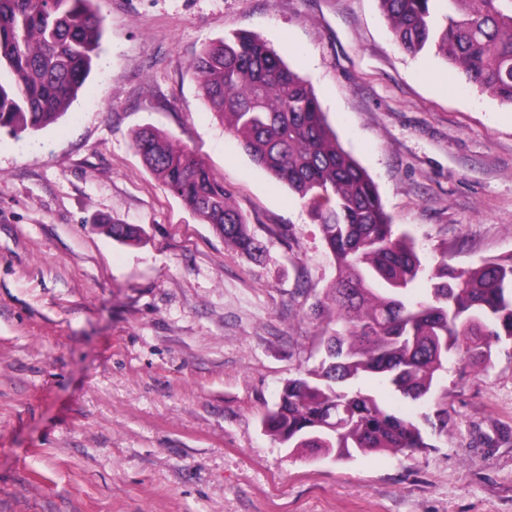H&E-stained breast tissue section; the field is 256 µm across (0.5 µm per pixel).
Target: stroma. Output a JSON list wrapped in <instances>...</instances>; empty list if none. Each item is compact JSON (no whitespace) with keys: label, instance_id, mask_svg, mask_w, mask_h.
<instances>
[{"label":"stroma","instance_id":"obj_1","mask_svg":"<svg viewBox=\"0 0 512 512\" xmlns=\"http://www.w3.org/2000/svg\"><path fill=\"white\" fill-rule=\"evenodd\" d=\"M96 69L68 113L0 133V512H512V344L449 356L448 431L406 458L290 454L260 419L320 358L335 275L308 209L206 106L193 63L262 37L313 87L395 233L428 264L512 253V106L378 0H94ZM151 126L206 163L266 246L228 247L145 167ZM141 230L112 239L106 223Z\"/></svg>","mask_w":512,"mask_h":512}]
</instances>
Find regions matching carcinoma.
<instances>
[{"mask_svg":"<svg viewBox=\"0 0 512 512\" xmlns=\"http://www.w3.org/2000/svg\"><path fill=\"white\" fill-rule=\"evenodd\" d=\"M379 0L395 42L433 48L464 83L512 105V0ZM93 0H0V129L33 134L64 116L101 51ZM202 97L251 160L310 209L335 264L311 308L321 326L318 366L283 386L263 431L296 452L351 459L406 457L431 447L419 424L356 382L385 383L425 401L424 420L448 432L441 372L454 353L491 363L512 343V255L467 268L447 252L428 267L413 240L396 236L377 187L331 130L311 86L266 41L235 34L195 63ZM134 147L149 172L224 242L258 260L265 251L224 183L167 134L144 129Z\"/></svg>","mask_w":512,"mask_h":512,"instance_id":"cac0c4a2","label":"carcinoma"}]
</instances>
